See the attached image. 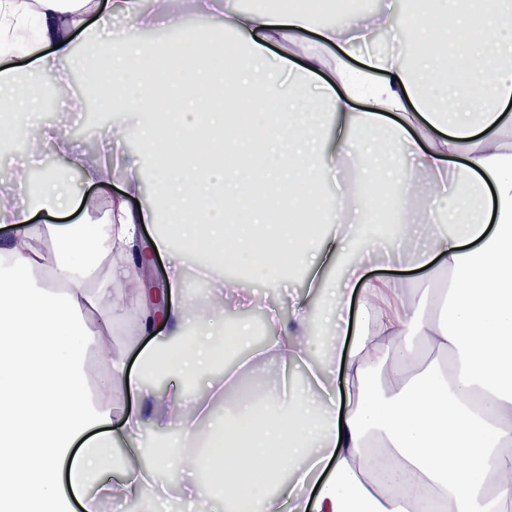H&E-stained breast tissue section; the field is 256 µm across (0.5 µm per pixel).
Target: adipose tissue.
Returning <instances> with one entry per match:
<instances>
[{
	"mask_svg": "<svg viewBox=\"0 0 512 512\" xmlns=\"http://www.w3.org/2000/svg\"><path fill=\"white\" fill-rule=\"evenodd\" d=\"M91 9L122 28L99 33ZM406 10L414 27L389 10H343L318 25L290 0L205 13L187 28L142 0H0L1 41L20 35L23 17L39 20L36 77L1 68L0 105L34 112L47 86L67 97L61 69L79 31L92 45L79 65L86 83L112 75L113 143H139L114 159L125 189L103 224L35 223L37 212L79 207L63 179L5 183L23 198L0 209L13 234L0 249V512H73L72 496L92 489L150 494L151 467L117 451L140 450L145 411L165 417L204 374L183 444L205 445L200 484L223 490L226 512H512V486L491 478L512 470V0H408ZM156 19L185 39L147 45L142 31ZM306 32L316 38L297 70L270 65V43ZM318 79L326 128L300 104ZM352 167L358 193H321ZM420 172L446 206L437 220L395 225L384 257L423 271L429 287L413 302L403 279L369 276L371 239L350 237L348 225L386 202L370 181L393 187L387 202L399 212L415 208ZM146 182L152 204L132 205ZM48 235L51 259L40 246ZM179 252L209 272L233 263L278 277L298 266L307 289L290 296L289 314L266 306L256 349L248 321L226 335L190 318L180 264L161 287L146 280L154 257ZM132 302L140 334L161 343L139 350L134 375L110 359L87 390L82 347L100 348ZM316 322L337 335L320 357ZM63 331L79 346H63ZM228 348L250 355L216 373ZM256 357L278 369L263 392L239 378ZM293 366L309 388L289 397ZM159 370L178 384L147 388ZM125 390L139 406L113 419ZM218 400L223 424L197 432ZM83 512H95L94 499Z\"/></svg>",
	"mask_w": 512,
	"mask_h": 512,
	"instance_id": "ef3b65f1",
	"label": "adipose tissue"
}]
</instances>
